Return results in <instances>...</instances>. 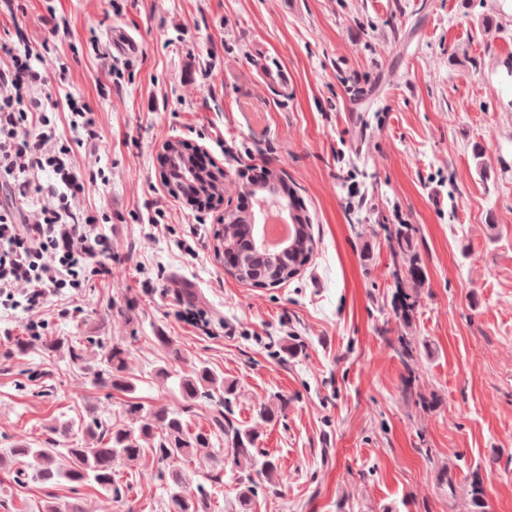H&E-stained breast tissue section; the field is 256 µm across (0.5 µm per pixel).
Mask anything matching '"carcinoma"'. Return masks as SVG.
<instances>
[{"instance_id":"1","label":"carcinoma","mask_w":512,"mask_h":512,"mask_svg":"<svg viewBox=\"0 0 512 512\" xmlns=\"http://www.w3.org/2000/svg\"><path fill=\"white\" fill-rule=\"evenodd\" d=\"M412 231L409 224L397 228L394 240L396 254L409 259L408 274L411 289L399 288V309L404 319L415 312L417 287L424 279L418 259L412 254ZM246 230L236 224H224L215 234L214 251L238 249ZM313 253L309 227L291 243L288 263L301 269ZM44 347L61 353L78 365L93 384L109 387L130 395L136 391L129 375L128 350L122 344L107 343L90 331L84 336L57 338ZM179 391L183 406L179 409L159 406L146 409L137 402H127L124 413L127 422L113 424L98 415L89 414L78 420L50 427L59 435L48 448H33L14 444L0 448V470L14 474L22 485L32 482L45 490L31 512H87L80 489L90 487L106 493L114 501H123L132 490L129 481L120 480V473L133 474L145 460L158 465V478L163 488V512H212L210 489L195 481V474L183 467L198 452L212 447L211 438H225L226 448L210 456L220 468L235 471V512H255L259 491L278 478V465L266 453L255 448L256 434L252 429L234 426L228 421L237 386L201 362L180 377ZM204 403L212 406L210 430L191 428L185 414ZM38 462L31 468L28 459ZM66 483L74 494L62 503L54 489ZM195 486L193 493L187 488ZM472 512H488L483 483L471 482Z\"/></svg>"}]
</instances>
